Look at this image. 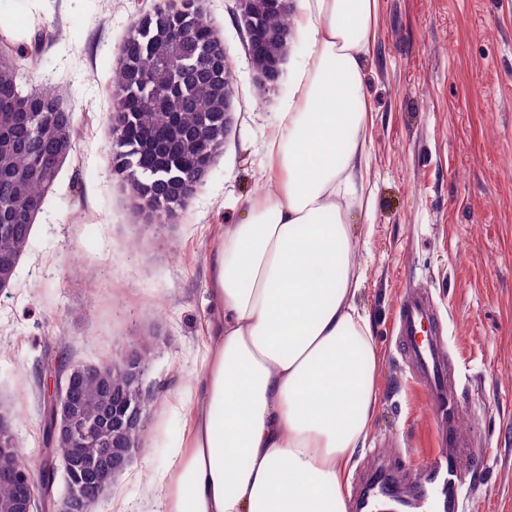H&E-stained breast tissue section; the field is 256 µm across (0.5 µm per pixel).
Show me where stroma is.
I'll return each mask as SVG.
<instances>
[{
	"instance_id": "1",
	"label": "stroma",
	"mask_w": 512,
	"mask_h": 512,
	"mask_svg": "<svg viewBox=\"0 0 512 512\" xmlns=\"http://www.w3.org/2000/svg\"><path fill=\"white\" fill-rule=\"evenodd\" d=\"M156 0H0V18L51 31L23 67L30 87L67 90L78 129L22 255L0 291V403L32 467L43 423L36 366L59 345L73 364L119 359L153 338L143 379L147 450L94 512H147L150 487L190 424L212 308L209 249L243 223L265 185L263 149L308 45L294 39L278 84L257 73L235 0H201L232 63L236 110L224 151L177 223H142L112 171V69L138 16ZM364 78L370 204L349 216L364 272L357 296L383 353L381 398L367 448L347 481L355 497L378 463L424 486V462L443 451L441 422L396 346L402 303L417 295L440 321L448 388L460 402L454 461L468 477L457 512H512V0H381Z\"/></svg>"
}]
</instances>
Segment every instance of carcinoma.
<instances>
[{"mask_svg": "<svg viewBox=\"0 0 512 512\" xmlns=\"http://www.w3.org/2000/svg\"><path fill=\"white\" fill-rule=\"evenodd\" d=\"M289 10L280 3L254 0L252 13L237 18L242 31L271 29L286 35ZM11 38L0 44V281L11 283L29 246L30 218L44 207L59 163L74 149L77 130L63 106V87L45 83L27 89L19 59L32 57L44 32L9 26ZM256 66L268 72L277 63L273 50L246 43ZM232 68L224 41L199 0H167L135 21L114 72L117 106L110 118L112 171L135 209L149 224H170L203 185L200 174L224 149V85ZM140 366L149 364L152 341L129 344ZM112 392L98 378L75 380L76 413L89 420L127 392L131 377L122 367L105 373ZM15 409L0 406V471L31 469L14 432ZM17 489L0 480V512L15 509Z\"/></svg>", "mask_w": 512, "mask_h": 512, "instance_id": "carcinoma-1", "label": "carcinoma"}]
</instances>
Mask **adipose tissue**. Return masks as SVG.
<instances>
[{
	"label": "adipose tissue",
	"mask_w": 512,
	"mask_h": 512,
	"mask_svg": "<svg viewBox=\"0 0 512 512\" xmlns=\"http://www.w3.org/2000/svg\"><path fill=\"white\" fill-rule=\"evenodd\" d=\"M380 0H298L311 44L264 147L267 188L210 252L216 310L191 427L149 512H348L383 357L356 298L362 71Z\"/></svg>",
	"instance_id": "adipose-tissue-1"
}]
</instances>
